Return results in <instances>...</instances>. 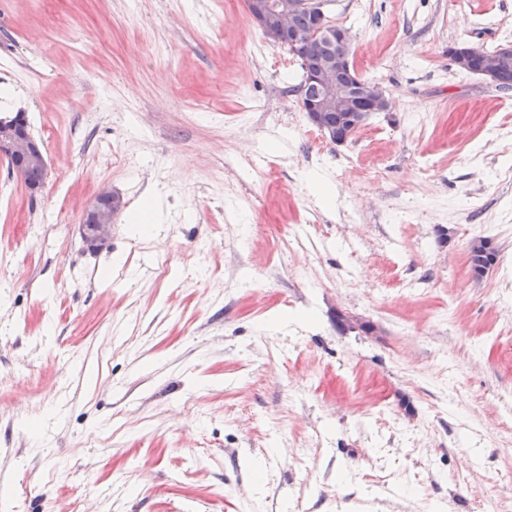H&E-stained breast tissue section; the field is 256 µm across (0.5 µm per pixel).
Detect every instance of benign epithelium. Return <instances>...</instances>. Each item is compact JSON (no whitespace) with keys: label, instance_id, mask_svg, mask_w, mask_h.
I'll list each match as a JSON object with an SVG mask.
<instances>
[{"label":"benign epithelium","instance_id":"benign-epithelium-1","mask_svg":"<svg viewBox=\"0 0 512 512\" xmlns=\"http://www.w3.org/2000/svg\"><path fill=\"white\" fill-rule=\"evenodd\" d=\"M251 20L268 32L272 40L292 53L312 42L317 47L330 45V52L319 68L306 71L307 85L317 89V95H301L300 108L313 127L336 143L346 142L364 121L376 112L389 109V99L383 88L362 80L350 63L351 43L348 32L331 24L324 11V0H246ZM304 13L309 27L303 31L293 18ZM454 65L482 76L489 85L501 88L500 74L504 61L512 58V46L502 45L494 51L481 46L458 43L448 49ZM0 158L8 162L12 178L38 196L45 182H33L29 172H48V160L43 143L32 133L23 112L0 116ZM124 202L110 191L100 192L86 209L80 222L82 238L90 247L105 246L111 236L112 223L123 209Z\"/></svg>","mask_w":512,"mask_h":512}]
</instances>
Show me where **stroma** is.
I'll list each match as a JSON object with an SVG mask.
<instances>
[{
    "mask_svg": "<svg viewBox=\"0 0 512 512\" xmlns=\"http://www.w3.org/2000/svg\"><path fill=\"white\" fill-rule=\"evenodd\" d=\"M0 11L49 161L35 198L0 163V512H512V280L468 262L484 224L512 254V91L448 58L512 0H327L392 104L342 146L245 0ZM124 202L110 191L100 192L86 209L79 224L82 238L92 248H102L111 236L112 223Z\"/></svg>",
    "mask_w": 512,
    "mask_h": 512,
    "instance_id": "35a3bbf8",
    "label": "stroma"
}]
</instances>
